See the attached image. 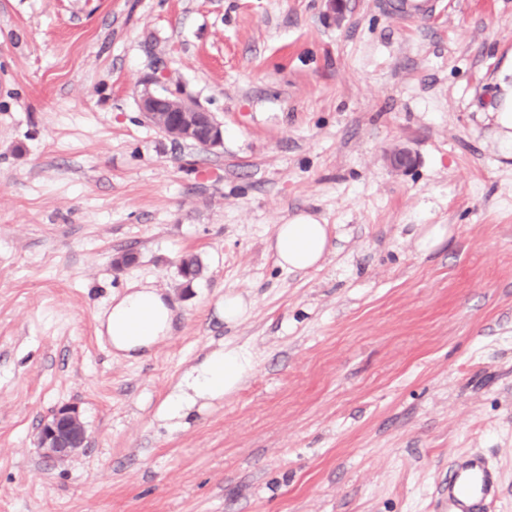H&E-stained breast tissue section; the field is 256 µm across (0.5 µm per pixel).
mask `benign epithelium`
<instances>
[{"mask_svg":"<svg viewBox=\"0 0 512 512\" xmlns=\"http://www.w3.org/2000/svg\"><path fill=\"white\" fill-rule=\"evenodd\" d=\"M145 123L175 144H192L208 151L224 145L222 126L211 112L184 93L167 88L145 89L138 100ZM86 429L77 409L64 404L41 425L36 447L55 466L66 465L83 447Z\"/></svg>","mask_w":512,"mask_h":512,"instance_id":"benign-epithelium-1","label":"benign epithelium"}]
</instances>
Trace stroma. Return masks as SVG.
I'll return each instance as SVG.
<instances>
[{
    "instance_id": "1",
    "label": "stroma",
    "mask_w": 512,
    "mask_h": 512,
    "mask_svg": "<svg viewBox=\"0 0 512 512\" xmlns=\"http://www.w3.org/2000/svg\"><path fill=\"white\" fill-rule=\"evenodd\" d=\"M384 2L0 0V512H448L475 454L512 512V161L481 97L512 0ZM160 74L223 148L143 122ZM299 212L331 251L291 273L268 241ZM133 282L175 318L123 358L101 322ZM224 347L240 389L169 430L158 407ZM64 404L87 442L58 468L35 440Z\"/></svg>"
}]
</instances>
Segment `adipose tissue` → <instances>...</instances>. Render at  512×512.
Returning <instances> with one entry per match:
<instances>
[{
  "mask_svg": "<svg viewBox=\"0 0 512 512\" xmlns=\"http://www.w3.org/2000/svg\"><path fill=\"white\" fill-rule=\"evenodd\" d=\"M489 98L487 114L503 159L512 160V66L502 70ZM329 231L311 214L299 213L276 225L268 248L277 263L290 272L316 269L329 249ZM172 311L149 286L132 284L112 302L103 326L114 351L126 357L150 349L170 331ZM249 365L248 353L223 348L208 354L187 373L163 401L161 416L171 429L182 426L198 401H213L236 391Z\"/></svg>",
  "mask_w": 512,
  "mask_h": 512,
  "instance_id": "1",
  "label": "adipose tissue"
}]
</instances>
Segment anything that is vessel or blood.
<instances>
[{
  "mask_svg": "<svg viewBox=\"0 0 512 512\" xmlns=\"http://www.w3.org/2000/svg\"><path fill=\"white\" fill-rule=\"evenodd\" d=\"M448 512H486L496 495V476L480 455L464 458L448 471Z\"/></svg>",
  "mask_w": 512,
  "mask_h": 512,
  "instance_id": "b4317fda",
  "label": "vessel or blood"
}]
</instances>
